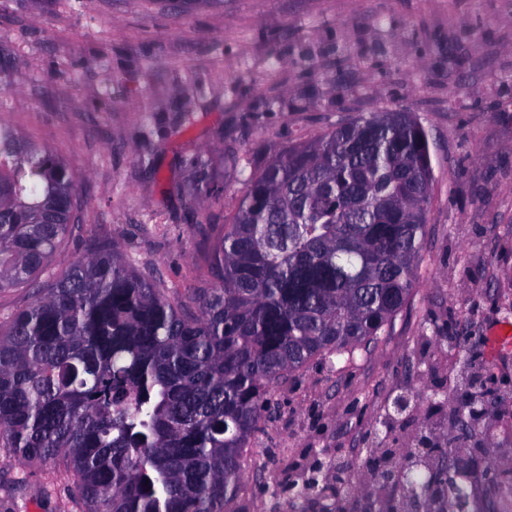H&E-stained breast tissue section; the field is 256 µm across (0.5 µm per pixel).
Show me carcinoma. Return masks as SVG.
Segmentation results:
<instances>
[{
	"label": "carcinoma",
	"instance_id": "carcinoma-1",
	"mask_svg": "<svg viewBox=\"0 0 512 512\" xmlns=\"http://www.w3.org/2000/svg\"><path fill=\"white\" fill-rule=\"evenodd\" d=\"M432 177L422 125L371 112L268 156L214 234L216 282L185 301L95 243L0 328V450L58 466L83 512H236L273 388L373 343L409 300ZM75 181L0 123V291L78 226ZM430 473L418 457L405 481ZM462 497L448 483L436 512Z\"/></svg>",
	"mask_w": 512,
	"mask_h": 512
}]
</instances>
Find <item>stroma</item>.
I'll return each mask as SVG.
<instances>
[{
    "mask_svg": "<svg viewBox=\"0 0 512 512\" xmlns=\"http://www.w3.org/2000/svg\"><path fill=\"white\" fill-rule=\"evenodd\" d=\"M0 79V123L65 158L82 224L33 285L0 292V323L100 240L176 297L208 287L209 235L269 147L412 113L433 179L411 297L353 359L312 360L272 391L239 512H319L288 496L318 463L331 487L346 468L354 491L337 508L361 512L375 449L416 447L430 429L452 438L481 512H495L512 466V358L490 364L485 342L512 320V0H0ZM463 361L486 389L471 440L449 426L469 402L453 384ZM406 391L422 398L394 414ZM0 512L76 510L51 465L5 457Z\"/></svg>",
    "mask_w": 512,
    "mask_h": 512,
    "instance_id": "1",
    "label": "stroma"
}]
</instances>
